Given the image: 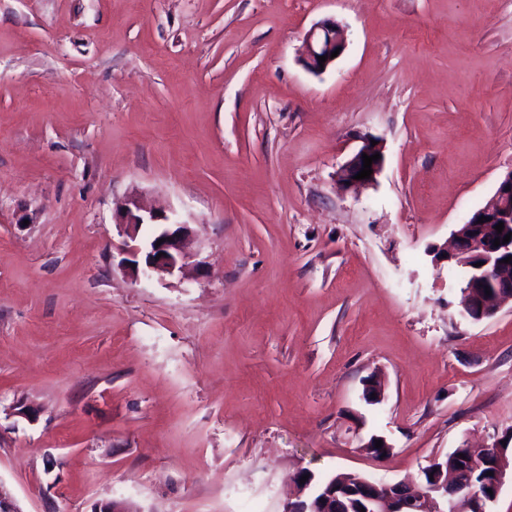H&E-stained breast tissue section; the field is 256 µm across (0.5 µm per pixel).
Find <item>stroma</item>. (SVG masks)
I'll return each mask as SVG.
<instances>
[{"label":"stroma","instance_id":"35a3bbf8","mask_svg":"<svg viewBox=\"0 0 512 512\" xmlns=\"http://www.w3.org/2000/svg\"><path fill=\"white\" fill-rule=\"evenodd\" d=\"M369 137L384 168L342 192ZM511 171L512 0H0V485L283 512L298 470L415 482L500 439L512 307L464 318L428 251ZM132 192L190 224L183 273L123 270ZM346 40V31L336 20L325 19L316 23L305 39L301 56L303 66L313 74H322L342 55ZM337 48H340L339 54L331 58V53ZM324 55H327L326 61L319 63L318 56ZM371 140L377 141V144L372 146ZM363 153H366L368 156L379 153L381 159H377V161L372 162V173L369 179H353V176L357 175L358 172H360L363 168ZM384 161V149L381 142L378 139H367L363 142V145L360 147V149L340 167L339 171L337 172V181L346 191H357L372 186L376 182L377 176L383 168ZM347 182H350V185H347Z\"/></svg>","mask_w":512,"mask_h":512}]
</instances>
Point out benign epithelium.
I'll use <instances>...</instances> for the list:
<instances>
[{
	"label": "benign epithelium",
	"instance_id": "1",
	"mask_svg": "<svg viewBox=\"0 0 512 512\" xmlns=\"http://www.w3.org/2000/svg\"><path fill=\"white\" fill-rule=\"evenodd\" d=\"M346 31L334 19L316 23L309 31L301 56L303 66L313 74L325 72L335 59L331 53L346 48ZM327 56L325 62L318 60ZM381 155L372 162V173L368 179H355L363 168L362 156ZM382 144H371L366 140L337 172V181L346 191H357L373 185L381 172L384 159ZM486 217L484 222L479 218ZM504 223L502 233L493 231V226ZM156 226L155 235L146 241L139 239L143 225ZM116 225L126 238L129 257L124 259L127 275L134 282L143 279H165L181 271L190 258L187 251L192 236L190 224L182 222L175 213L163 210L146 209L138 195L131 194L117 209ZM512 232V176L504 177L498 184L495 194L480 209L452 234L451 245L432 248L434 263L444 260L473 272V281L465 292L461 303L463 311L479 310L475 321L481 322L496 314L498 309L512 304V262L503 259L512 257V240L494 246V240L503 239ZM493 292L486 294L484 288ZM489 450L500 457L498 485H503L508 474L512 473V461L507 460L499 442L489 446ZM308 474L300 470L293 476L297 487L295 500L286 504L284 512H470L469 503L478 504L476 512H487L481 493L471 483H459L448 489V477L438 475L424 485L423 490L403 491V483H383L371 481L359 473L350 477H332L320 492L311 487V480L300 482Z\"/></svg>",
	"mask_w": 512,
	"mask_h": 512
}]
</instances>
